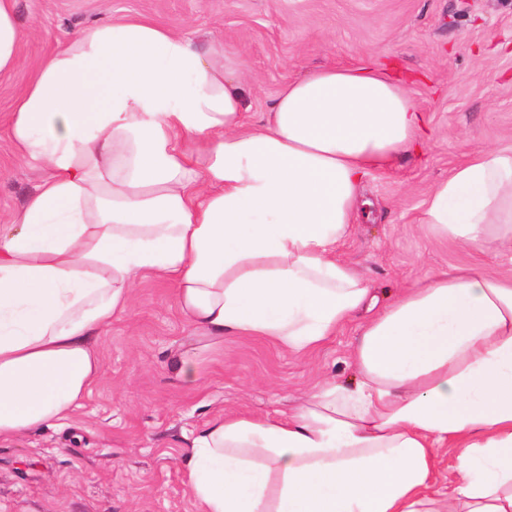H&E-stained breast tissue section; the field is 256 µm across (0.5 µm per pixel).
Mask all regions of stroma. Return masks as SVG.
I'll return each instance as SVG.
<instances>
[{
    "label": "stroma",
    "mask_w": 512,
    "mask_h": 512,
    "mask_svg": "<svg viewBox=\"0 0 512 512\" xmlns=\"http://www.w3.org/2000/svg\"><path fill=\"white\" fill-rule=\"evenodd\" d=\"M24 66L0 78V222L44 176L10 139L28 64L104 16L148 19L244 61L251 120L288 81L323 66H392L425 122L418 151L374 169L341 248L382 302L439 269L476 264L512 277V261L437 238L424 202L474 155L512 149V0H15ZM347 326L296 357L258 338L202 336L174 289L137 280L128 308L98 341L102 370L62 424L0 442V512H195L184 458L195 433L227 412L288 411L324 373L346 379L356 342ZM198 365L183 382L175 361Z\"/></svg>",
    "instance_id": "stroma-1"
}]
</instances>
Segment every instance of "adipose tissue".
<instances>
[{"instance_id": "ef3b65f1", "label": "adipose tissue", "mask_w": 512, "mask_h": 512, "mask_svg": "<svg viewBox=\"0 0 512 512\" xmlns=\"http://www.w3.org/2000/svg\"><path fill=\"white\" fill-rule=\"evenodd\" d=\"M22 42L14 0H0V78ZM245 94L223 43L202 50L144 20L99 21L32 64L10 135L46 173L0 225V440L81 407L100 335L151 273L208 337L307 354L359 331L350 379L196 434L197 512H512V278L443 270L383 304L339 255L369 171L416 143L406 87L322 67L256 123ZM423 221L512 253V150L454 168Z\"/></svg>"}]
</instances>
